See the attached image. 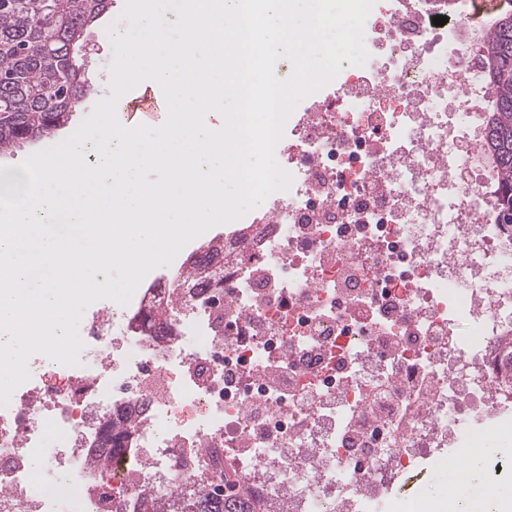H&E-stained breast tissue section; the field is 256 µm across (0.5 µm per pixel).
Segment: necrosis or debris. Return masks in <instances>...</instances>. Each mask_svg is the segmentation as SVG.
I'll list each match as a JSON object with an SVG mask.
<instances>
[{"label": "necrosis or debris", "mask_w": 512, "mask_h": 512, "mask_svg": "<svg viewBox=\"0 0 512 512\" xmlns=\"http://www.w3.org/2000/svg\"><path fill=\"white\" fill-rule=\"evenodd\" d=\"M447 0H378L365 65L303 98L275 150L294 177L136 311L107 303L77 367L29 361L0 407V512H129L207 477L269 512H439L395 485L512 408V226L484 145L492 97L473 22ZM167 311L157 325L149 313ZM124 459L96 465L111 422ZM56 445H47L45 428ZM52 487L31 492V461Z\"/></svg>", "instance_id": "necrosis-or-debris-1"}]
</instances>
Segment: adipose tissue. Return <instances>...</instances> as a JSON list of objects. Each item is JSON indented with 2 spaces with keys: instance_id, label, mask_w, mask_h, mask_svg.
<instances>
[{
  "instance_id": "ef3b65f1",
  "label": "adipose tissue",
  "mask_w": 512,
  "mask_h": 512,
  "mask_svg": "<svg viewBox=\"0 0 512 512\" xmlns=\"http://www.w3.org/2000/svg\"><path fill=\"white\" fill-rule=\"evenodd\" d=\"M492 451V445L482 443L468 448L465 476L448 480L451 512H502L504 503L512 501V491L479 480L480 466Z\"/></svg>"
}]
</instances>
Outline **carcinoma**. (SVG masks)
<instances>
[{"mask_svg": "<svg viewBox=\"0 0 512 512\" xmlns=\"http://www.w3.org/2000/svg\"><path fill=\"white\" fill-rule=\"evenodd\" d=\"M111 0H0V154L53 137L89 91L83 34ZM492 90L487 143L496 160L497 223L512 225V0H500L494 27L475 53ZM134 512H264L249 495L178 494L167 503L136 494Z\"/></svg>", "mask_w": 512, "mask_h": 512, "instance_id": "obj_1", "label": "carcinoma"}]
</instances>
